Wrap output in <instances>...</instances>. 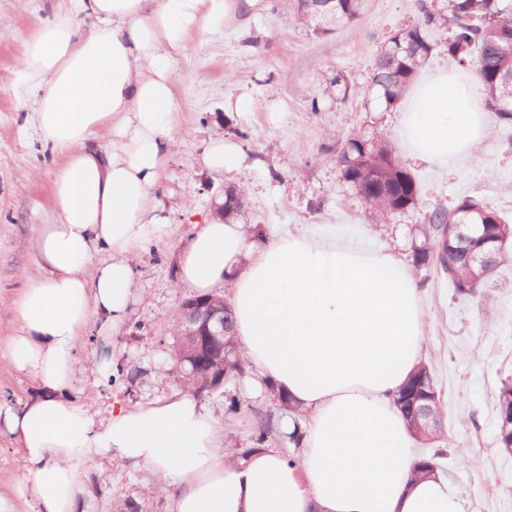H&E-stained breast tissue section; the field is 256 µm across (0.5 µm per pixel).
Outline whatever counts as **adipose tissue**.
<instances>
[{
    "label": "adipose tissue",
    "instance_id": "1",
    "mask_svg": "<svg viewBox=\"0 0 512 512\" xmlns=\"http://www.w3.org/2000/svg\"><path fill=\"white\" fill-rule=\"evenodd\" d=\"M263 0H72L53 9L22 66L0 82L30 103L52 171L51 219L37 235V274L15 302L19 327L0 360L37 386L0 403L25 473L0 493V512H86L96 459L148 471L170 512H464L441 478L413 481L419 460L394 396L424 343L419 287L390 252L342 241L335 229L252 238L241 222L199 225L180 253L178 287L231 290L233 333L259 387L306 416L298 464L267 448L238 458L188 392L114 407L96 422L71 400L76 374L105 373L108 354L82 359L90 318L122 324L134 258L167 232L157 195L171 155L178 101L174 63L189 34L220 31L239 4ZM94 25L83 30V18ZM409 158L444 165L480 144L486 114L476 85L441 70L405 104ZM109 147L96 142L100 129Z\"/></svg>",
    "mask_w": 512,
    "mask_h": 512
}]
</instances>
